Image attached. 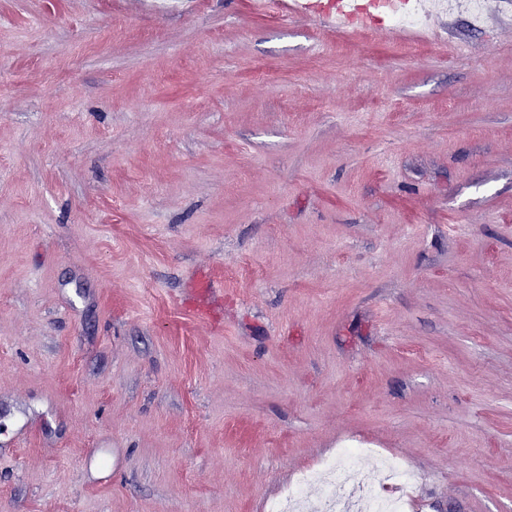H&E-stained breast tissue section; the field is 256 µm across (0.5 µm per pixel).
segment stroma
Wrapping results in <instances>:
<instances>
[{"label":"stroma","instance_id":"obj_1","mask_svg":"<svg viewBox=\"0 0 512 512\" xmlns=\"http://www.w3.org/2000/svg\"><path fill=\"white\" fill-rule=\"evenodd\" d=\"M455 33L0 0V512H270L348 446L512 512V25Z\"/></svg>","mask_w":512,"mask_h":512}]
</instances>
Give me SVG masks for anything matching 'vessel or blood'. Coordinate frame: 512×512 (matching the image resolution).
Here are the masks:
<instances>
[{
  "instance_id": "b4317fda",
  "label": "vessel or blood",
  "mask_w": 512,
  "mask_h": 512,
  "mask_svg": "<svg viewBox=\"0 0 512 512\" xmlns=\"http://www.w3.org/2000/svg\"><path fill=\"white\" fill-rule=\"evenodd\" d=\"M256 13L266 14L279 10L291 16L316 17L324 29L339 33L350 29H379L393 40L408 39L406 27L392 24L394 15L403 13L409 0H374L371 10L361 9L354 0H329L328 4H318L317 0H252Z\"/></svg>"
}]
</instances>
